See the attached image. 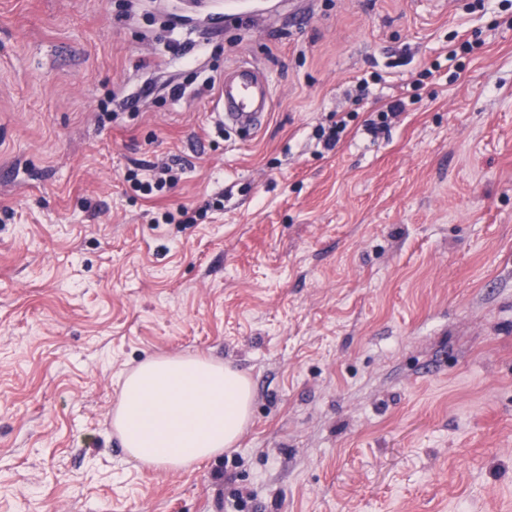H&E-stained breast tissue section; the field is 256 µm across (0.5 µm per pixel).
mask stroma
<instances>
[{"label":"stroma","mask_w":512,"mask_h":512,"mask_svg":"<svg viewBox=\"0 0 512 512\" xmlns=\"http://www.w3.org/2000/svg\"><path fill=\"white\" fill-rule=\"evenodd\" d=\"M238 5L0 0V512H512V0ZM244 59L252 135L202 87ZM150 356L249 378L236 448L129 462L118 378ZM272 107L270 83L260 69L240 63L224 73V83L213 109L220 125L232 124L247 133L256 132ZM404 102L401 98L393 99L382 106L377 114V120L371 119L366 124V130L377 135L378 132L387 128L392 119L398 117L403 111ZM152 171V174L143 178L138 177V173H130L127 181L131 183V188L144 195H150L154 191H161L166 185L176 182L180 174L178 169L170 166H164L157 170L154 168Z\"/></svg>","instance_id":"35a3bbf8"}]
</instances>
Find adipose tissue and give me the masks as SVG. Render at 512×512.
Here are the masks:
<instances>
[{
  "label": "adipose tissue",
  "mask_w": 512,
  "mask_h": 512,
  "mask_svg": "<svg viewBox=\"0 0 512 512\" xmlns=\"http://www.w3.org/2000/svg\"><path fill=\"white\" fill-rule=\"evenodd\" d=\"M251 400L250 380L223 361L152 357L123 376L112 426L136 464L181 471L235 447Z\"/></svg>",
  "instance_id": "adipose-tissue-1"
}]
</instances>
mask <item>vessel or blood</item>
<instances>
[{
	"instance_id": "b4317fda",
	"label": "vessel or blood",
	"mask_w": 512,
	"mask_h": 512,
	"mask_svg": "<svg viewBox=\"0 0 512 512\" xmlns=\"http://www.w3.org/2000/svg\"><path fill=\"white\" fill-rule=\"evenodd\" d=\"M272 107L270 83L260 69L241 63L224 74L220 96L213 109L218 124H232L245 132H256Z\"/></svg>"
}]
</instances>
